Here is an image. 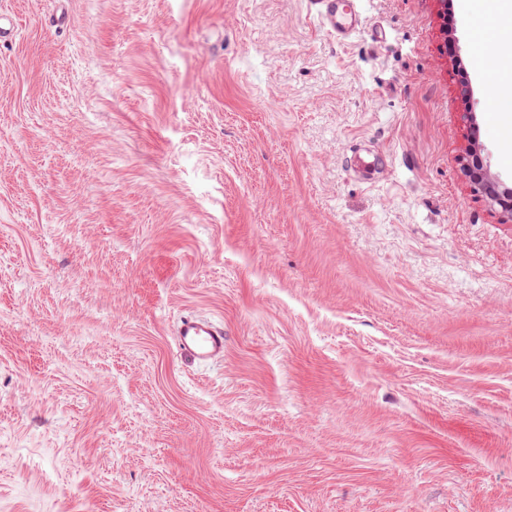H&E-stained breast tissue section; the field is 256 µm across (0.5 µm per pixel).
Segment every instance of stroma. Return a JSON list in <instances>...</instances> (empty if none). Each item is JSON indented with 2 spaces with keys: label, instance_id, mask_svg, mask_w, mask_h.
<instances>
[{
  "label": "stroma",
  "instance_id": "35a3bbf8",
  "mask_svg": "<svg viewBox=\"0 0 512 512\" xmlns=\"http://www.w3.org/2000/svg\"><path fill=\"white\" fill-rule=\"evenodd\" d=\"M358 7L0 0V512H512V45ZM320 18L336 40L345 42L365 25L362 13L353 0H319ZM511 63V68L508 72H505L501 75V87L499 90V107L497 112L501 113L502 118V128L508 132V149L512 151V80H511V71H512V61L511 59L508 61ZM507 74V78H502ZM477 132V125L473 123L469 128V144L461 160L463 175L476 195L498 206L502 216L512 221V190L500 189L499 182L480 162L477 153ZM179 354L194 362H210L224 354V327L211 319L184 316L176 329Z\"/></svg>",
  "mask_w": 512,
  "mask_h": 512
}]
</instances>
